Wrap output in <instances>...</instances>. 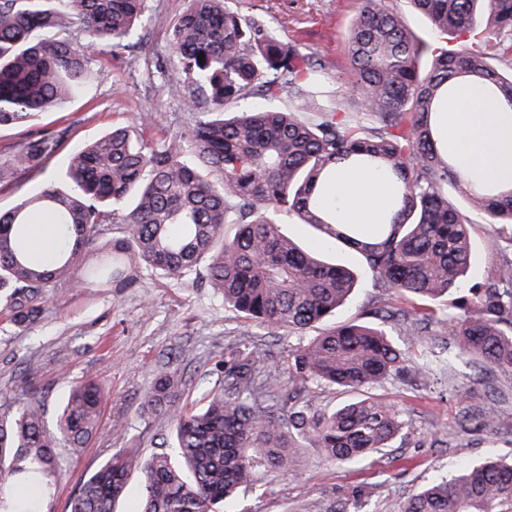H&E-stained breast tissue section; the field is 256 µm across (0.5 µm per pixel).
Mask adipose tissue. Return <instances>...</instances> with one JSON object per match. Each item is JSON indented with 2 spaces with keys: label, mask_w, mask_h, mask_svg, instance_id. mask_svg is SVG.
I'll use <instances>...</instances> for the list:
<instances>
[{
  "label": "adipose tissue",
  "mask_w": 512,
  "mask_h": 512,
  "mask_svg": "<svg viewBox=\"0 0 512 512\" xmlns=\"http://www.w3.org/2000/svg\"><path fill=\"white\" fill-rule=\"evenodd\" d=\"M439 126L460 171L474 189L512 187V107L469 85L458 86ZM345 223H380L388 184L369 170H341L327 189Z\"/></svg>",
  "instance_id": "ef3b65f1"
}]
</instances>
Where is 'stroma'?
<instances>
[{"instance_id": "35a3bbf8", "label": "stroma", "mask_w": 512, "mask_h": 512, "mask_svg": "<svg viewBox=\"0 0 512 512\" xmlns=\"http://www.w3.org/2000/svg\"><path fill=\"white\" fill-rule=\"evenodd\" d=\"M153 23L140 29L134 46L93 60L95 77L63 112H43L27 126L0 128V157L27 137L60 135L58 149L43 167L15 187L0 188V211L11 209L20 194L40 192L68 166L73 151L115 126H132L147 140L184 132L189 124L182 81L163 75L156 65L170 56L166 24L185 10V0H147ZM232 10L260 21L285 43L298 45L324 65L314 92L320 105L336 99V88L348 77L345 45L358 7L357 0H228ZM406 310L417 301L360 282L337 312L338 322L361 321L380 306ZM318 328L299 335L270 331L245 322L212 298L210 292L176 281L144 275L135 287L115 289L105 283L70 288L49 298L42 320L20 329L0 318V392L20 389L24 368L39 366L37 387L47 389V412H54L72 384L94 378L105 389L97 433L73 456L63 479L51 490L44 512H67L80 483L106 457L122 448L150 454L171 422L143 405L154 374L176 369L185 396H200L207 383L202 361L222 359L228 341L254 343L279 374L281 389L305 387L313 407L332 410L353 400L352 392L316 382L302 383L291 367L293 351ZM505 400L468 369L457 381L458 395L447 382L433 379L390 380L375 395L398 405L409 422L391 447L359 462H332L320 449L303 444L294 471L283 474L258 468L254 486L239 494L235 512H335L341 492L373 488L359 512H400L404 501L422 485L453 473L460 461L477 462L496 455L512 458V376L499 374ZM499 408V425L491 432L471 427L450 438L463 413L478 414L490 404Z\"/></svg>"}]
</instances>
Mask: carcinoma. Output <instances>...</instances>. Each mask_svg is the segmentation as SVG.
<instances>
[{
    "mask_svg": "<svg viewBox=\"0 0 512 512\" xmlns=\"http://www.w3.org/2000/svg\"><path fill=\"white\" fill-rule=\"evenodd\" d=\"M393 2L360 0L346 46L349 80L334 104L320 107L311 87L322 65L312 54L226 0H188L169 26L187 130L146 142L131 127L114 128L80 147L59 181L0 212V314L18 328L41 320L59 285L87 283L80 269L95 246L98 275L114 288L149 272L210 288L271 331L329 324L293 352L292 368L305 381L363 392L315 410L279 390L259 349L228 342L224 359L205 369L215 381L195 404L180 405L177 372L154 378L144 404L173 422L170 436L146 460L136 448L104 459L69 512H114L139 473L140 512H222L254 485L258 466L293 471L302 439L341 462L390 447L408 421L368 390L409 371L385 330L392 321L416 325L405 334L411 345L434 325L453 337L454 349L416 363L423 376L443 363L512 374V237L442 318L375 308L361 323L332 321L358 275L325 255L327 240L357 250L380 287L436 301L472 273L474 224L464 209L484 214L497 235L512 226V189H472L436 125L460 82L512 106V0H410L432 36L411 31ZM146 17L147 0H0V127L69 105L93 78L94 53L127 48ZM251 98H286L290 107L254 105L224 117ZM58 144L48 135L22 142L0 161V186L39 168ZM338 167L389 178L392 203L372 232L336 224L324 193ZM36 214L63 225L47 265L31 259L25 240ZM284 215L321 237L296 242L282 230ZM47 394L0 403V512H41L32 485L43 478L51 486L98 429L104 389L96 380L74 384L52 423ZM370 496L368 488L348 491L337 512H358ZM401 512H512V460L433 481Z\"/></svg>",
    "mask_w": 512,
    "mask_h": 512,
    "instance_id": "1",
    "label": "carcinoma"
}]
</instances>
